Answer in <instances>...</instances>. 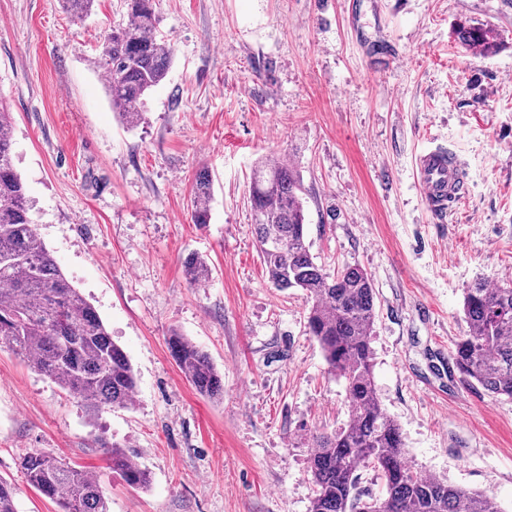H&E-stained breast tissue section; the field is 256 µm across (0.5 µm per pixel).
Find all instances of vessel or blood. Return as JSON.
<instances>
[{
	"mask_svg": "<svg viewBox=\"0 0 512 512\" xmlns=\"http://www.w3.org/2000/svg\"><path fill=\"white\" fill-rule=\"evenodd\" d=\"M420 192L432 215L454 214L462 202L463 178L458 161L445 148L424 149L415 160Z\"/></svg>",
	"mask_w": 512,
	"mask_h": 512,
	"instance_id": "b4317fda",
	"label": "vessel or blood"
}]
</instances>
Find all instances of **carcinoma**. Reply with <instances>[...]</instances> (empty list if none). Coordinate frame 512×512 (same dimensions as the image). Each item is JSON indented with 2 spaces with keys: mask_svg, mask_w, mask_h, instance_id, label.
I'll list each match as a JSON object with an SVG mask.
<instances>
[{
  "mask_svg": "<svg viewBox=\"0 0 512 512\" xmlns=\"http://www.w3.org/2000/svg\"><path fill=\"white\" fill-rule=\"evenodd\" d=\"M95 0H63L76 19ZM128 22L105 37L97 65L106 73L112 111L127 127L143 119L148 94L166 78L173 59L171 38L159 28L153 0H124ZM457 38L485 54L494 49L490 31L462 25ZM213 184L207 172L194 179L191 220H211ZM248 200L260 258L272 285L306 292L305 331L319 343L329 370L343 378L350 422L313 437L308 472L313 484L310 512H501L482 494L451 486L411 468L399 426L382 408L373 379L371 327L375 300L371 275L346 265L327 273L305 240L302 187L294 171L277 159L254 169ZM184 272L193 287L212 275L205 258L191 254ZM467 332L453 361L467 380L495 397L512 398V281L494 288L478 281L465 289ZM0 342L31 369L56 382L90 418L127 408L136 386L132 364L112 340L97 310L70 283L38 236L21 175L15 168L11 113L0 102ZM169 347L195 391L224 392L223 375L210 355L174 332ZM112 473L132 489H146L150 473L134 452L95 436ZM26 482L54 501L60 512H109L97 473L52 454L34 451L18 460ZM380 481L379 496L360 490L362 472ZM14 487L0 480V512H16Z\"/></svg>",
  "mask_w": 512,
  "mask_h": 512,
  "instance_id": "carcinoma-1",
  "label": "carcinoma"
}]
</instances>
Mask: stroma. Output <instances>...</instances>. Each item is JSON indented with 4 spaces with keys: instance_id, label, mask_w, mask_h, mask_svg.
<instances>
[{
    "instance_id": "35a3bbf8",
    "label": "stroma",
    "mask_w": 512,
    "mask_h": 512,
    "mask_svg": "<svg viewBox=\"0 0 512 512\" xmlns=\"http://www.w3.org/2000/svg\"><path fill=\"white\" fill-rule=\"evenodd\" d=\"M155 0L173 42L143 122L123 125L95 67L124 0L73 21L61 0H0V99L36 230L136 376L129 409L84 408L0 343V479L17 512H58L19 456L94 469L110 512H310L312 437L350 420L345 382L304 328L302 290L269 282L250 218L254 166L303 188L306 239L328 273L371 274L374 383L407 462L512 512V400L463 380L464 291L512 280V0ZM491 29L492 55L456 26ZM440 145L467 197L435 223L414 161ZM213 181L211 222L189 213ZM203 256L210 281L189 287ZM207 351L224 396H200L171 333ZM134 449L147 489L114 477L98 429ZM213 196V184L207 172L197 174L194 179L190 197L191 220L199 228L210 224V200ZM184 272L186 280L193 287L205 285L212 275L206 259L196 254H191L185 259Z\"/></svg>"
}]
</instances>
